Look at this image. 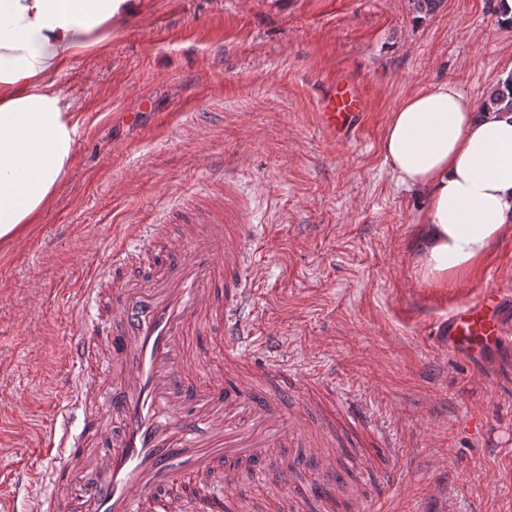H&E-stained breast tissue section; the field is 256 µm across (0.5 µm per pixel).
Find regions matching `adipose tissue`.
<instances>
[{
	"mask_svg": "<svg viewBox=\"0 0 512 512\" xmlns=\"http://www.w3.org/2000/svg\"><path fill=\"white\" fill-rule=\"evenodd\" d=\"M141 0H0V239L51 204L76 144L58 77L103 45ZM398 182L430 192L420 260L432 278L471 270L512 227V113L481 112L455 82L405 98L382 141Z\"/></svg>",
	"mask_w": 512,
	"mask_h": 512,
	"instance_id": "1",
	"label": "adipose tissue"
}]
</instances>
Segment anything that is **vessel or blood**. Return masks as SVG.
Masks as SVG:
<instances>
[{
	"mask_svg": "<svg viewBox=\"0 0 512 512\" xmlns=\"http://www.w3.org/2000/svg\"><path fill=\"white\" fill-rule=\"evenodd\" d=\"M320 115L331 138H355L365 119L357 82L346 79L325 94ZM172 221L178 236L154 227L168 254L157 269L89 276L86 291L105 315L69 342L66 356L85 365L110 348V386L82 385L79 436L44 435L41 446L58 463L50 493L35 498L33 512H213L218 500L246 495L227 463L245 464L262 484L291 481L304 469L331 486L337 424L388 441L352 394L330 392L336 423L305 424L290 411L285 399L297 395L300 373L267 354L244 274L255 240L249 225L235 223L232 203L220 214L191 206ZM511 304V293L487 289L452 311L442 328L449 352L482 362L507 342ZM204 332L224 347L227 384L206 377V356L194 341Z\"/></svg>",
	"mask_w": 512,
	"mask_h": 512,
	"instance_id": "b4317fda",
	"label": "vessel or blood"
}]
</instances>
